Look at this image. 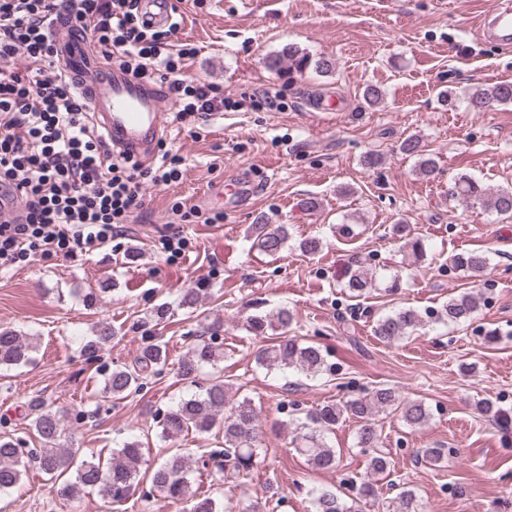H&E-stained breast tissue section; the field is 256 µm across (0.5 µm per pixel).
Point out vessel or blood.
Wrapping results in <instances>:
<instances>
[{
    "label": "vessel or blood",
    "instance_id": "vessel-or-blood-1",
    "mask_svg": "<svg viewBox=\"0 0 512 512\" xmlns=\"http://www.w3.org/2000/svg\"><path fill=\"white\" fill-rule=\"evenodd\" d=\"M173 0H138V14L151 28L171 25ZM67 33L55 42L64 74L76 93L89 105L90 119L99 128L113 154H128L149 165L157 157L161 140L170 124L162 107L164 87L133 77L122 68L106 62L79 32L76 18L64 16ZM485 39L512 42V10L500 7L487 12L478 24ZM21 194L15 185L0 183V218L20 214Z\"/></svg>",
    "mask_w": 512,
    "mask_h": 512
}]
</instances>
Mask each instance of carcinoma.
I'll return each instance as SVG.
<instances>
[{"label":"carcinoma","mask_w":512,"mask_h":512,"mask_svg":"<svg viewBox=\"0 0 512 512\" xmlns=\"http://www.w3.org/2000/svg\"><path fill=\"white\" fill-rule=\"evenodd\" d=\"M267 68L280 73L288 67L290 74H303L308 70L330 74L336 64L324 56L314 57L303 49L290 46L271 55L266 60ZM512 104V82H501L469 97L468 107L474 112H483L490 106ZM453 194L466 201L480 205L486 212L500 221L512 219V188L491 189L481 181L462 175L455 183ZM406 226L396 228L404 247L414 257L424 255L422 240L410 238ZM290 239L286 224H252L248 240L251 248L266 255L279 253ZM451 267L464 270L476 277L489 265L487 255L478 252H462L449 257ZM346 288L349 297L360 299L375 287L376 276L366 269L346 272ZM479 308V298L472 293H461L451 297L438 307L424 311L412 307L392 310L379 317L373 329L374 337L385 345L402 341L430 325L461 324L471 320ZM297 319L293 311L280 307L275 312L255 311L246 319V329L256 335L265 336L272 330L274 343L262 348L255 362L262 368L296 369L309 376L334 374L327 362V351L315 343H304L293 335ZM117 338V331L102 324L95 336L87 341L82 352L88 361L100 359V353ZM218 337L199 336L189 344L186 354L178 361L177 373L188 379L205 365H213L220 358ZM35 346L28 337L16 330L0 329V366L19 368L31 360ZM168 360L167 345L152 336L143 338L140 355L128 367H116L108 372L98 397L120 400L143 388L144 380L159 373ZM228 384L216 378L201 394L183 399L168 410L159 421L160 437L173 440L184 433L195 431L209 433L216 429L224 433V447L209 452V457L220 458L224 464V480L236 483L249 476L260 464L261 435L258 427V411L252 398L245 396L225 409ZM382 413L400 415L407 426L420 429L431 420V410L418 400H401L396 391L379 385L365 390L364 394L350 400L325 402L305 412V416L293 417L294 449L307 463L321 471H331L339 466L336 450L328 442V435L336 426L350 419L357 423L356 447L369 456L368 478L355 488V494L347 499L331 490L318 492L313 500L314 512H363L362 504L379 500V483L391 476V460L380 448L381 429L377 417ZM32 426L40 437L41 447L27 448L23 442L11 437L0 438V493L17 487L31 465L52 477H59L75 469V480L65 482L58 493L65 499H73L85 488L97 490L109 503H121L128 499L140 485L141 467L144 464V448L139 440L128 439L112 452L106 465L92 461L74 464V456L58 447L62 434L60 418L56 413L44 409L36 414ZM198 470L188 458L175 454L155 468L150 476L148 495L159 496L172 502L188 500L186 512H234L223 500L200 493L189 494V475ZM381 501V500H379ZM383 512H423V506L415 489L401 486L395 496L381 501Z\"/></svg>","instance_id":"cac0c4a2"}]
</instances>
